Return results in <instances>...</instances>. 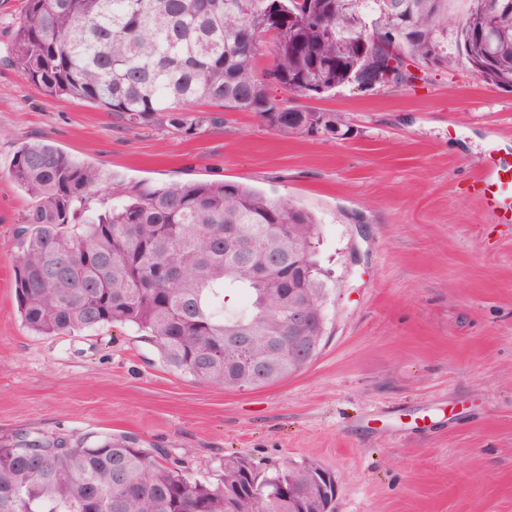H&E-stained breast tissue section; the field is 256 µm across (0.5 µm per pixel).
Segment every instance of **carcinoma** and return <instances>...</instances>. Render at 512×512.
I'll use <instances>...</instances> for the list:
<instances>
[{
  "mask_svg": "<svg viewBox=\"0 0 512 512\" xmlns=\"http://www.w3.org/2000/svg\"><path fill=\"white\" fill-rule=\"evenodd\" d=\"M450 0H23L0 62L47 98H70L112 113L122 128L153 125L185 137L226 112H252L282 135L337 138L341 113L295 108L270 93L320 98L352 83L379 58L425 68L448 65ZM456 20L469 63L483 83L512 89V6L466 0ZM394 41L388 42L385 36ZM271 39L273 62L256 60ZM10 177L33 205L16 228L15 294L25 326L65 336L135 326L163 363L226 388L268 384L310 352L288 339L284 294L295 290L326 315L322 272L274 288L288 250L317 264V220L308 211L232 181L112 184V204L92 212L97 168L57 146H21ZM243 230L224 251V229ZM276 327L279 367L258 381L229 345L250 336L267 349ZM309 463L267 474L251 459L224 457L220 483L189 477L181 460L130 435L0 436V512H284L271 496L296 482L295 512H315L301 476Z\"/></svg>",
  "mask_w": 512,
  "mask_h": 512,
  "instance_id": "obj_1",
  "label": "carcinoma"
}]
</instances>
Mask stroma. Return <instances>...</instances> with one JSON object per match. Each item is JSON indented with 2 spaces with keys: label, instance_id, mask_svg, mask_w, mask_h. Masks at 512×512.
I'll list each match as a JSON object with an SVG mask.
<instances>
[{
  "label": "stroma",
  "instance_id": "stroma-1",
  "mask_svg": "<svg viewBox=\"0 0 512 512\" xmlns=\"http://www.w3.org/2000/svg\"><path fill=\"white\" fill-rule=\"evenodd\" d=\"M291 104L344 113L350 129L286 137L227 112L191 137L130 133L0 64V435L128 434L213 483L231 453L269 471L312 461L336 478L333 512H512V224L471 186L489 157L512 160V90L478 80L453 46L415 85ZM36 140L107 184L236 181L314 214L316 355L227 389L170 370L133 327L29 331L13 285L32 202L9 170Z\"/></svg>",
  "mask_w": 512,
  "mask_h": 512
}]
</instances>
